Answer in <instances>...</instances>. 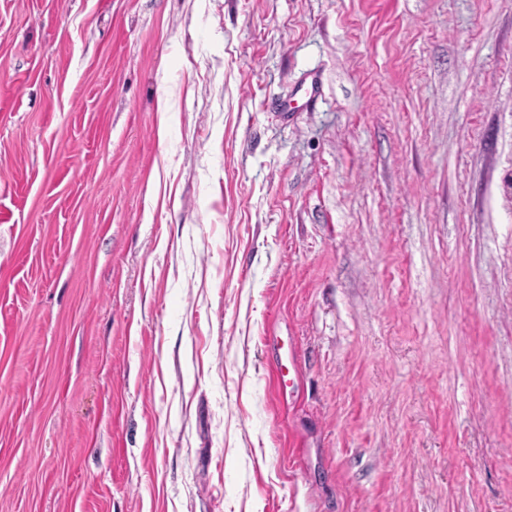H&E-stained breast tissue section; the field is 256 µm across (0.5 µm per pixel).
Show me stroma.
Segmentation results:
<instances>
[{
    "instance_id": "obj_1",
    "label": "stroma",
    "mask_w": 512,
    "mask_h": 512,
    "mask_svg": "<svg viewBox=\"0 0 512 512\" xmlns=\"http://www.w3.org/2000/svg\"><path fill=\"white\" fill-rule=\"evenodd\" d=\"M0 512H512V0H0ZM270 346L272 350L279 357L280 367H279V390L278 397L280 400H287L289 397L293 396L296 386H297V377H298V361L295 355H291L288 357V360H285L282 355V345L280 340L277 337H273L270 339Z\"/></svg>"
}]
</instances>
